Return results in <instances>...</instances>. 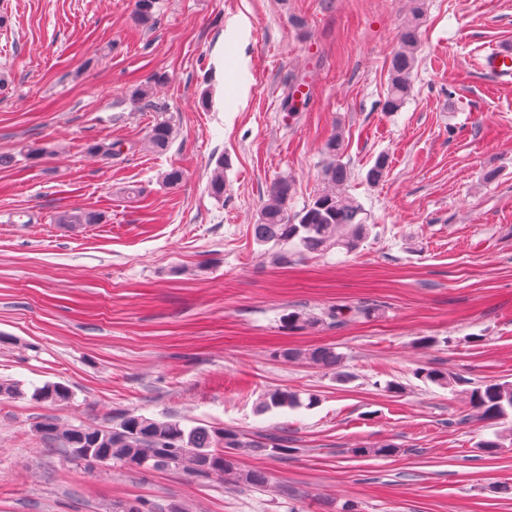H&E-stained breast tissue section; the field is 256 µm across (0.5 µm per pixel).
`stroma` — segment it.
Returning <instances> with one entry per match:
<instances>
[{
    "mask_svg": "<svg viewBox=\"0 0 512 512\" xmlns=\"http://www.w3.org/2000/svg\"><path fill=\"white\" fill-rule=\"evenodd\" d=\"M0 28V512H512V450L467 420L465 391L512 381V81L485 52L512 45V0H421L410 96L381 110L411 0H6ZM151 83L153 109L132 91ZM160 120L159 153L145 146ZM341 132L350 193L373 229L279 263L251 226L270 186L293 209L321 189ZM117 142L119 155L93 153ZM49 155H20L25 145ZM385 178L368 184L378 155ZM224 167V197L208 183ZM182 181L165 184L171 168ZM98 224L57 223L65 210ZM369 303L370 318L303 330L284 314ZM328 345L344 380L284 349ZM455 376V389L420 369ZM61 383L69 401L28 398ZM390 383L401 392L387 391ZM285 388L312 408L257 413ZM128 415L253 438L287 431L288 455H240L269 477L234 486L176 470L87 466L49 443L58 428ZM391 444L390 457L372 448Z\"/></svg>",
    "mask_w": 512,
    "mask_h": 512,
    "instance_id": "1",
    "label": "stroma"
}]
</instances>
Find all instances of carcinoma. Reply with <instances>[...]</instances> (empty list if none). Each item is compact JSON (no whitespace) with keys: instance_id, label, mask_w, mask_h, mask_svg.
Listing matches in <instances>:
<instances>
[{"instance_id":"obj_1","label":"carcinoma","mask_w":512,"mask_h":512,"mask_svg":"<svg viewBox=\"0 0 512 512\" xmlns=\"http://www.w3.org/2000/svg\"><path fill=\"white\" fill-rule=\"evenodd\" d=\"M157 0H135L137 21L151 27L156 20ZM420 8L413 9L410 19L400 33L399 47L389 63L387 94L381 103L382 111L398 112L406 104L411 90V77L417 62L420 37ZM172 137L168 122H158L148 135V147L164 150ZM344 142L340 135H331L323 145L325 164L322 169L323 188L302 209L291 208L292 183L286 178L277 180L269 189L267 200L252 225L253 240L273 248L291 247L298 255L323 252L331 247L352 252L371 232L368 213L364 206L346 190L351 178L349 163L344 161ZM388 170V158L380 154L367 170L365 179L379 183ZM209 192L216 199L224 198V161H219L209 182ZM97 214L89 211H65L58 216L60 224H95ZM376 308L370 304L352 306L338 304L324 313L331 324L345 323L351 319L369 318ZM289 329H303L320 322L299 311L282 317ZM281 356L286 360L306 359L324 369H339L342 357L335 348L321 346L299 351L285 349ZM424 379L439 385L453 386L455 378L440 370L420 372ZM31 398L55 404L70 398L69 389L60 383H45L34 387ZM468 404L476 417L491 424L512 416V382L487 380L467 391ZM314 396L308 402L286 389L268 391L259 408L312 407ZM41 432L50 439H57L65 448H80L85 456L81 461L88 465L107 464L116 460L129 469L179 470L198 477H215L235 484L263 487L268 476L259 470H244L238 457L245 451L263 452L272 457L288 452V437L267 434L258 439L248 438L235 430L199 425L191 428L177 420H158L145 416L128 415L115 427L100 429L73 427L61 430L51 421L40 425ZM512 446V434L496 431L490 439L482 440L477 448L494 456L506 445Z\"/></svg>"}]
</instances>
